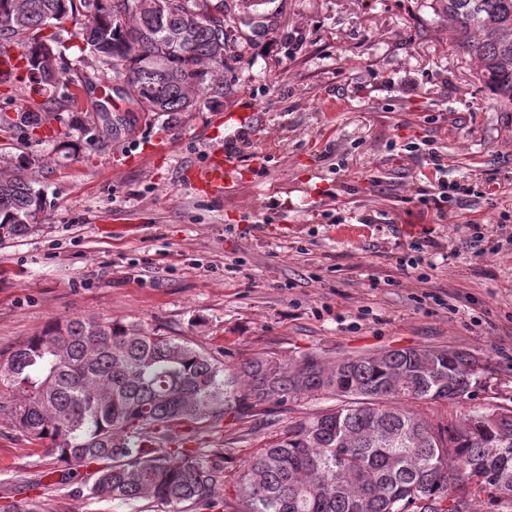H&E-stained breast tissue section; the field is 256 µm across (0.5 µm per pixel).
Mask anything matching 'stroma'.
<instances>
[{
	"instance_id": "obj_1",
	"label": "stroma",
	"mask_w": 512,
	"mask_h": 512,
	"mask_svg": "<svg viewBox=\"0 0 512 512\" xmlns=\"http://www.w3.org/2000/svg\"><path fill=\"white\" fill-rule=\"evenodd\" d=\"M223 97L175 116L138 112L121 131L88 94L69 155L40 134L0 154L41 156L49 202L37 230L0 243V354L72 318L185 337L240 365L255 354L357 355L455 346L491 375L469 400L413 402L436 422L512 407V185L449 202L435 223L418 201L432 172L483 190L512 172V120L432 0H224ZM249 102L258 125L233 194H197L213 115ZM431 236L429 279L396 265ZM323 399L265 405L187 431V450L224 455L226 477ZM138 512L61 483L42 442L0 414V512Z\"/></svg>"
}]
</instances>
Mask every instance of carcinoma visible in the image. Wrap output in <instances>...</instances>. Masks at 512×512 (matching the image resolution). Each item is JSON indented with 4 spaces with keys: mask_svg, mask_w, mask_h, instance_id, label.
Returning <instances> with one entry per match:
<instances>
[{
    "mask_svg": "<svg viewBox=\"0 0 512 512\" xmlns=\"http://www.w3.org/2000/svg\"><path fill=\"white\" fill-rule=\"evenodd\" d=\"M458 47L481 64L479 80L512 112V0H436ZM70 22L83 63L124 80L139 112H191L222 95L207 75L224 69V0H0V55L26 52L36 110L0 113V137L42 128L62 137L53 106L70 94L54 28ZM194 85L196 94L184 89ZM30 154L0 159V241L30 233L46 206L26 171ZM487 364L456 347H402L330 358L258 354L241 366L188 339L93 318L56 323L0 358V413L63 465L67 481L95 466L87 496L168 512H512V408L474 410L462 422L417 417L406 404L460 402L486 384ZM335 403L288 422L229 481L224 457L181 448L184 426L243 419L263 404Z\"/></svg>",
    "mask_w": 512,
    "mask_h": 512,
    "instance_id": "cac0c4a2",
    "label": "carcinoma"
}]
</instances>
